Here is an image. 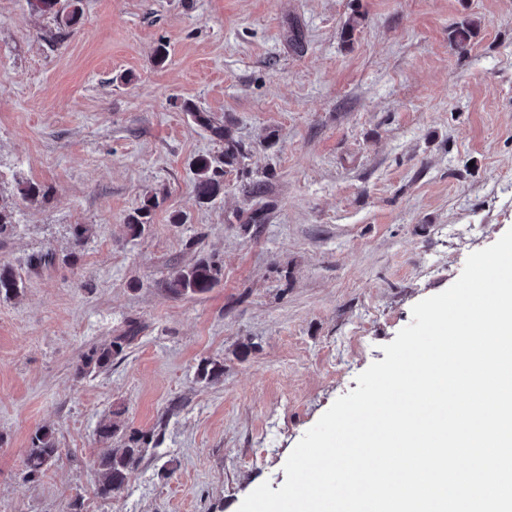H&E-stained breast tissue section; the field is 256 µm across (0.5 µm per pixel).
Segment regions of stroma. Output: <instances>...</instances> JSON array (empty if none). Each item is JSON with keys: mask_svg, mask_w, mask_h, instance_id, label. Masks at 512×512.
<instances>
[{"mask_svg": "<svg viewBox=\"0 0 512 512\" xmlns=\"http://www.w3.org/2000/svg\"><path fill=\"white\" fill-rule=\"evenodd\" d=\"M189 103L245 152L205 203L195 166L224 142ZM0 208L21 283L0 298V512H238L413 305L512 228V0H0ZM202 258L219 282L173 293ZM42 429L58 451L30 481ZM133 444L99 496L98 458ZM125 337L117 338L116 341L104 345L100 348H92L83 359V370L88 371L101 370L106 368L112 362L113 354H118L122 350L121 340ZM141 448L128 446L120 453L102 455L97 462L99 480L97 493L102 497H112L120 493L125 485L128 472L141 459Z\"/></svg>", "mask_w": 512, "mask_h": 512, "instance_id": "35a3bbf8", "label": "stroma"}]
</instances>
